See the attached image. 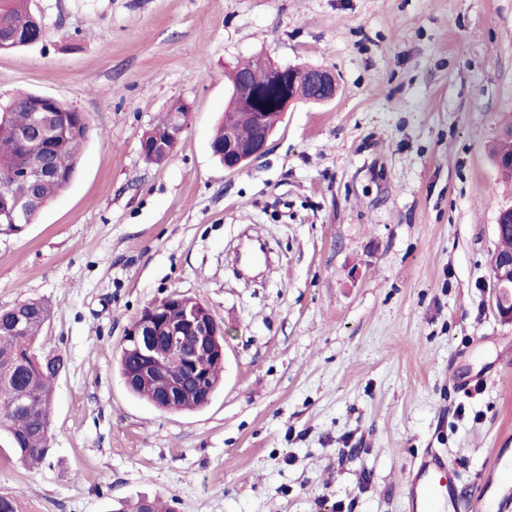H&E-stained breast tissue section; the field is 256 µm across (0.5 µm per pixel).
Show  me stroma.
I'll list each match as a JSON object with an SVG mask.
<instances>
[{"instance_id":"35a3bbf8","label":"stroma","mask_w":512,"mask_h":512,"mask_svg":"<svg viewBox=\"0 0 512 512\" xmlns=\"http://www.w3.org/2000/svg\"><path fill=\"white\" fill-rule=\"evenodd\" d=\"M49 36L0 54V104L49 95L89 136L36 223L0 225V308L40 298L53 452L0 447L37 512H405L426 450L458 496L512 463V324L490 275L512 205L491 147L512 117V0H33ZM330 69L236 173L209 150L237 62ZM191 115L162 164L142 137ZM224 326L209 405L157 411L117 355L172 292Z\"/></svg>"}]
</instances>
